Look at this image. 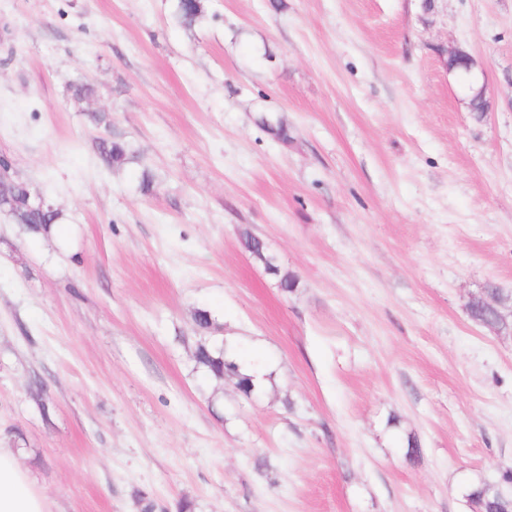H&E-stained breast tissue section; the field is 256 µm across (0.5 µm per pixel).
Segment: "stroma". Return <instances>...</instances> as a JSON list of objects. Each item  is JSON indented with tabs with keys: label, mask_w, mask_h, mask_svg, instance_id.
<instances>
[{
	"label": "stroma",
	"mask_w": 512,
	"mask_h": 512,
	"mask_svg": "<svg viewBox=\"0 0 512 512\" xmlns=\"http://www.w3.org/2000/svg\"><path fill=\"white\" fill-rule=\"evenodd\" d=\"M176 5L0 0V156L66 217L43 237L0 213V446L49 512L511 495L512 328L467 308L512 295V0H207L189 29ZM450 45L490 111L446 73ZM107 135L137 161L104 168ZM203 340L266 386L205 374ZM446 56L445 66L448 74L454 77L455 82L468 95L470 110L489 111L490 101L486 95L484 79L481 82V76L484 77V75L477 70L478 64L475 58L460 47L450 48ZM449 62L453 63V67L448 65ZM457 68H461V71H457Z\"/></svg>",
	"instance_id": "35a3bbf8"
}]
</instances>
